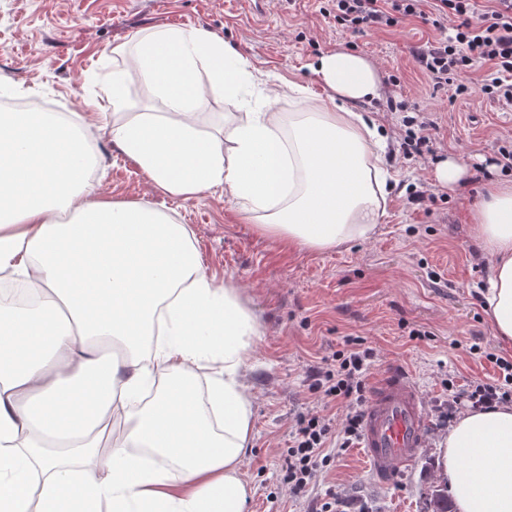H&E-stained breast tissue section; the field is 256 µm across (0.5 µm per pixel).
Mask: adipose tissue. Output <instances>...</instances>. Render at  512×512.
I'll return each instance as SVG.
<instances>
[{
  "mask_svg": "<svg viewBox=\"0 0 512 512\" xmlns=\"http://www.w3.org/2000/svg\"><path fill=\"white\" fill-rule=\"evenodd\" d=\"M112 53L98 123L0 113V276L39 296L0 301V512H244L253 399L241 377L260 326L235 283L203 273L186 225L95 198L90 144L111 140L168 195L223 188L260 235L332 250L386 212L387 138L350 108L378 97L379 75L358 53H325L326 98L283 113L270 105L297 85L257 79L202 30L156 27ZM132 71L159 111H128ZM214 95L238 106L217 133L198 120ZM472 219L483 306L508 345L512 182L488 186ZM215 356L224 377L200 394ZM436 463L458 512H512V405L461 413Z\"/></svg>",
  "mask_w": 512,
  "mask_h": 512,
  "instance_id": "adipose-tissue-1",
  "label": "adipose tissue"
}]
</instances>
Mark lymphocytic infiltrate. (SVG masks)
I'll return each mask as SVG.
<instances>
[{"label":"lymphocytic infiltrate","instance_id":"obj_1","mask_svg":"<svg viewBox=\"0 0 512 512\" xmlns=\"http://www.w3.org/2000/svg\"><path fill=\"white\" fill-rule=\"evenodd\" d=\"M325 19L353 30L379 31L399 20L415 17L438 31L434 41L414 47L412 56L434 89L452 87L455 94L471 89L467 76L483 71L478 88L490 103L512 110V0H333L321 11ZM374 352L355 347L334 352L314 373V390L327 402L342 404L348 412L340 430L330 418L314 411L297 416L293 441L282 468V479L293 496L314 485L330 458L332 441L347 448L357 439L366 402L365 377ZM499 376L450 391L449 404L465 401L472 408L489 409L512 400V360L488 354Z\"/></svg>","mask_w":512,"mask_h":512}]
</instances>
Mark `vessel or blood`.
<instances>
[{
	"instance_id": "1",
	"label": "vessel or blood",
	"mask_w": 512,
	"mask_h": 512,
	"mask_svg": "<svg viewBox=\"0 0 512 512\" xmlns=\"http://www.w3.org/2000/svg\"><path fill=\"white\" fill-rule=\"evenodd\" d=\"M428 411L410 374L393 367L377 375L361 426L360 446L375 480L394 483L427 444Z\"/></svg>"
}]
</instances>
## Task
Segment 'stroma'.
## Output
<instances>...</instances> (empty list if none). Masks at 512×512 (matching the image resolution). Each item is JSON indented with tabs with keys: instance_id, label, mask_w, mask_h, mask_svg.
Masks as SVG:
<instances>
[{
	"instance_id": "1",
	"label": "stroma",
	"mask_w": 512,
	"mask_h": 512,
	"mask_svg": "<svg viewBox=\"0 0 512 512\" xmlns=\"http://www.w3.org/2000/svg\"><path fill=\"white\" fill-rule=\"evenodd\" d=\"M319 7L318 0H269L257 20L246 0H0V89L18 102L93 119L92 94L112 69L113 47L168 25L224 39L256 77L296 83L311 103L327 93L314 72L322 54L352 50L374 63L381 95L355 108L389 131L387 160L398 182L369 239L321 252L283 248L259 236L221 191L190 199L162 193L106 138L95 147V194L150 203L187 225L204 272L236 283L260 324L244 375L254 399L252 448L241 465L252 487L244 512H320L329 502L336 512H427L439 483L437 442L450 426L449 386L461 390L497 374L471 345L512 359L484 312L486 268L470 218L486 183L512 179L497 163L500 149L512 148V111L475 91L455 99L433 90L410 56L411 46L437 38L431 24L409 18L387 32L353 31L329 24ZM389 92L433 121L423 155H401L405 129L385 105ZM452 156L467 164L453 187L436 178ZM417 187L428 195L421 205L409 201ZM349 338L374 350L367 380L390 366L411 373L428 408L429 443L389 486L373 481L358 445L336 449L298 499L282 481V465L297 415L324 405L310 371Z\"/></svg>"
}]
</instances>
